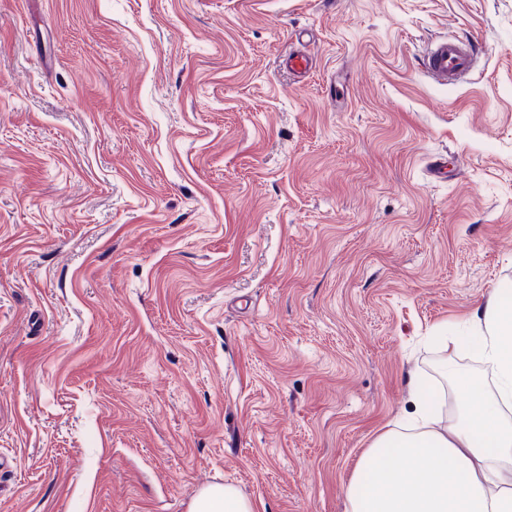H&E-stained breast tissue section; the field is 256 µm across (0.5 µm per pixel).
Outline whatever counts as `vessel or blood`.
<instances>
[{
    "mask_svg": "<svg viewBox=\"0 0 512 512\" xmlns=\"http://www.w3.org/2000/svg\"><path fill=\"white\" fill-rule=\"evenodd\" d=\"M476 49L471 42L454 37L431 43L423 56L422 69L427 78L441 85L463 80L473 69Z\"/></svg>",
    "mask_w": 512,
    "mask_h": 512,
    "instance_id": "b4317fda",
    "label": "vessel or blood"
}]
</instances>
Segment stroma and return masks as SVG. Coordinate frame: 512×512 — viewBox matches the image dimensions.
Masks as SVG:
<instances>
[{
    "instance_id": "35a3bbf8",
    "label": "stroma",
    "mask_w": 512,
    "mask_h": 512,
    "mask_svg": "<svg viewBox=\"0 0 512 512\" xmlns=\"http://www.w3.org/2000/svg\"><path fill=\"white\" fill-rule=\"evenodd\" d=\"M498 288L512 0H0V512H345ZM476 48L455 37L436 40L423 56L422 69L427 78L441 85L463 80L473 69ZM189 512H254V508L234 486L213 484L196 495Z\"/></svg>"
}]
</instances>
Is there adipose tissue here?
I'll return each mask as SVG.
<instances>
[{"label":"adipose tissue","instance_id":"obj_1","mask_svg":"<svg viewBox=\"0 0 512 512\" xmlns=\"http://www.w3.org/2000/svg\"><path fill=\"white\" fill-rule=\"evenodd\" d=\"M442 363L464 403L459 423L441 425L422 380L409 375L413 409L380 433L358 459L347 512H512V290H495L467 321L440 339ZM471 350L490 376L459 371L454 353ZM189 512H254L228 484H213L192 500Z\"/></svg>","mask_w":512,"mask_h":512}]
</instances>
